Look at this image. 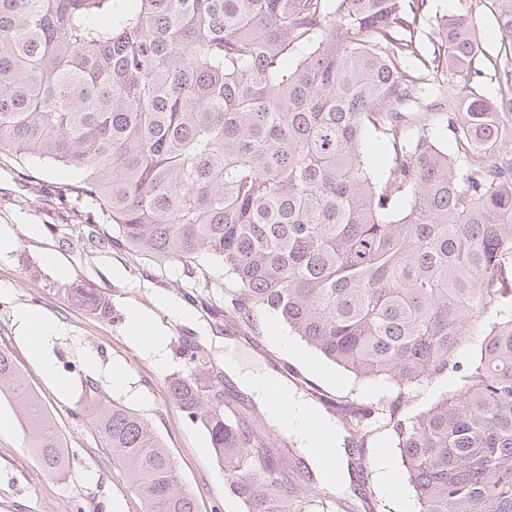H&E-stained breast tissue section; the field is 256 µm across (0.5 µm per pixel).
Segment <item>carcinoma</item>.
Instances as JSON below:
<instances>
[{"label":"carcinoma","mask_w":512,"mask_h":512,"mask_svg":"<svg viewBox=\"0 0 512 512\" xmlns=\"http://www.w3.org/2000/svg\"><path fill=\"white\" fill-rule=\"evenodd\" d=\"M502 38L512 0H491ZM428 0H0V156L27 184L112 225L134 257L177 265L244 336L271 315L329 361L398 388L385 426L419 512H512V159L489 156L498 106L459 102L455 143L409 139L403 104L418 70L471 74V7L416 36ZM413 60L420 69L409 66ZM392 136L386 180L365 166L366 125ZM54 163L73 179L33 174ZM409 200L398 214L394 204ZM67 295L102 317L94 289ZM493 321L463 388L410 414L416 385L457 368L467 319ZM171 398L207 431L224 494L241 512H302L321 474L242 415L205 353ZM0 396L52 474L67 447L40 396L0 350ZM92 425L144 512H197L150 422L93 401ZM381 411L346 402L353 430Z\"/></svg>","instance_id":"carcinoma-1"}]
</instances>
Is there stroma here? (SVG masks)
<instances>
[{
    "label": "stroma",
    "instance_id": "1",
    "mask_svg": "<svg viewBox=\"0 0 512 512\" xmlns=\"http://www.w3.org/2000/svg\"><path fill=\"white\" fill-rule=\"evenodd\" d=\"M471 5L479 18L477 37L482 52L474 61L477 75L441 71L434 82L447 87L458 100L482 96L499 102L497 120L505 132L500 156L512 157V105L502 101L499 83L506 59H512V41L500 39L488 0H429L434 17L461 5ZM9 230L14 247L0 253V347L13 356L31 387L40 395L70 453V465L61 475L49 474L30 450L29 434L13 404L0 399V512H143L141 502L124 471L112 464V451L98 440L84 412L89 402L86 382H94L100 398L120 403L143 415L165 440L176 458L182 481L195 496L198 512H239L237 502L224 493V472L215 461L207 432L190 422L171 401L172 375L189 374L191 367L179 355L181 345L200 348L216 369L224 367V322L210 308L214 298L189 285L180 267L161 268L132 257L110 240L111 225L99 228L102 240L91 243L69 205L52 195L26 187L16 170L0 165V230ZM94 288L109 301L112 314L101 318L66 294L69 285ZM164 292L194 318L177 311L155 309L154 296ZM139 305L154 309L166 328L163 356L137 345L127 325V310ZM31 309L50 319L57 332L35 357L21 336L16 313ZM289 334L287 326L270 316L260 319L256 342L240 341L243 353L260 357L277 370L295 391L317 409L339 400L385 405L397 390L384 379H365L335 365L291 337L294 352L271 341L274 333ZM54 365L64 386L44 374L40 358ZM123 369L127 386H112L113 367ZM345 447L362 446L367 478L348 475L339 485H324L306 512H419L408 481L400 493L385 487L377 460L387 454L401 469L391 431L370 423L364 433L347 431Z\"/></svg>",
    "mask_w": 512,
    "mask_h": 512
}]
</instances>
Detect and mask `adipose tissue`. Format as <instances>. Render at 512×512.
<instances>
[{
    "label": "adipose tissue",
    "mask_w": 512,
    "mask_h": 512,
    "mask_svg": "<svg viewBox=\"0 0 512 512\" xmlns=\"http://www.w3.org/2000/svg\"><path fill=\"white\" fill-rule=\"evenodd\" d=\"M224 370L241 388L253 396L274 424L294 434L302 448L306 449L311 463L328 482L344 481L343 449H335L327 457L320 452L323 437L334 435L336 432V423L333 419L320 413L310 402L297 394L287 380L277 372L245 369L237 359L229 355L224 358ZM270 381L275 382L283 394L281 404H273L266 396L265 385Z\"/></svg>",
    "instance_id": "1"
}]
</instances>
